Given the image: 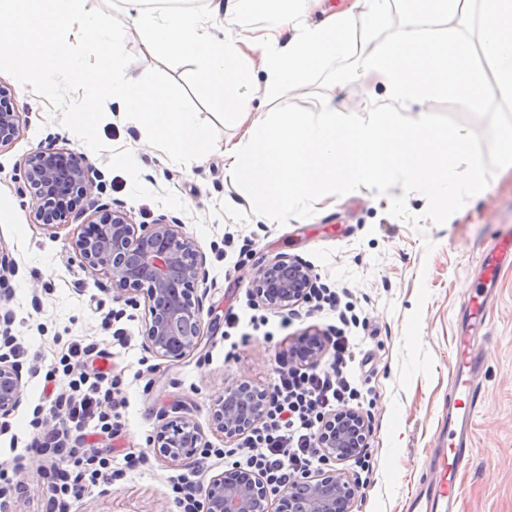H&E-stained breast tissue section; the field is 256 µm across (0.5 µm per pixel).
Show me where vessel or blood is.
Returning a JSON list of instances; mask_svg holds the SVG:
<instances>
[{
    "label": "vessel or blood",
    "instance_id": "obj_1",
    "mask_svg": "<svg viewBox=\"0 0 512 512\" xmlns=\"http://www.w3.org/2000/svg\"><path fill=\"white\" fill-rule=\"evenodd\" d=\"M481 367L482 356L474 349L471 336L459 337L453 396L448 403L450 443L435 452L431 464L435 477L418 485L409 499L408 512H456L457 477L473 443V416L486 399L475 380Z\"/></svg>",
    "mask_w": 512,
    "mask_h": 512
}]
</instances>
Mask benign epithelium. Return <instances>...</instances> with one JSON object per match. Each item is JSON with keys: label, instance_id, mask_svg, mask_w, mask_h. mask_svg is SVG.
<instances>
[{"label": "benign epithelium", "instance_id": "benign-epithelium-1", "mask_svg": "<svg viewBox=\"0 0 512 512\" xmlns=\"http://www.w3.org/2000/svg\"><path fill=\"white\" fill-rule=\"evenodd\" d=\"M12 88L0 83V149L20 137L21 113ZM83 157L63 148H41L25 160L26 188L34 201V223L46 230L74 226L71 244L80 263L108 280L117 298L144 306L143 342L148 352L169 362L193 355L204 338L203 302L195 286L206 281L205 260L183 224L164 219L134 224L121 207L87 202L91 183ZM316 287L307 264L279 256L252 279V304L292 310ZM328 350L326 333L305 331L292 339L288 360L297 367L318 365ZM13 353H0V418L20 405L23 380ZM270 395L248 382L227 388L217 400L211 428L226 440H238L261 420ZM370 437L369 414L356 409L323 419L318 446L327 460L361 455ZM160 458L186 462L210 447L204 431L185 418L163 423L153 437ZM359 483L329 467L298 477L285 489H273L257 473L225 470L203 485L204 512H351Z\"/></svg>", "mask_w": 512, "mask_h": 512}]
</instances>
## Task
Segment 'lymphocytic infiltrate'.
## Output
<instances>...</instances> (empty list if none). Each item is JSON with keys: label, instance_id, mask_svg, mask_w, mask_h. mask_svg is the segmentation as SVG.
<instances>
[{"label": "lymphocytic infiltrate", "instance_id": "obj_1", "mask_svg": "<svg viewBox=\"0 0 512 512\" xmlns=\"http://www.w3.org/2000/svg\"><path fill=\"white\" fill-rule=\"evenodd\" d=\"M333 361L326 368H298L281 363L272 397L264 408L261 422L235 447L224 449L225 457L246 472L261 475L272 487L283 489L306 472L317 470L324 456L317 443L321 421L340 411L353 397L343 369L356 358V345L342 330L331 337ZM115 380L100 374L87 392L66 400L51 410L54 423L38 444H52L60 458L77 454L78 446L68 445L70 431H83L95 418L98 396L103 387H115Z\"/></svg>", "mask_w": 512, "mask_h": 512}]
</instances>
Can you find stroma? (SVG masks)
Listing matches in <instances>:
<instances>
[{
	"instance_id": "35a3bbf8",
	"label": "stroma",
	"mask_w": 512,
	"mask_h": 512,
	"mask_svg": "<svg viewBox=\"0 0 512 512\" xmlns=\"http://www.w3.org/2000/svg\"><path fill=\"white\" fill-rule=\"evenodd\" d=\"M352 41L353 55L316 70L276 106L306 111L329 97L347 111L364 91L383 95L381 75L361 68L379 36L358 31ZM125 48L135 71L155 67L182 86L219 140L240 136L224 105L197 85L193 65L143 56L134 35ZM0 83L13 88L24 119L22 135L0 151V254L14 265L0 270V315L12 318L25 383L18 408L0 418V461L11 459L12 448L26 451L11 474L19 488L7 490V512H178L170 478L185 466L159 459L152 443L163 417L190 418L207 430L212 448L224 447V438L209 427L225 389L243 381L271 388L289 338L326 330L341 311L359 320L350 334L361 340L363 359L350 376L371 420V473L360 484L353 512H406L447 423L455 342L471 299L489 302L479 338L487 398L473 421L471 459L459 475L458 512H512V262L499 267L490 287L481 271L487 254L512 242V168L495 148L497 132L512 123L511 104L491 96L474 113L438 96L424 106L437 124L466 131L481 155L487 191L469 205L443 209L397 186L336 194L328 209L305 205L267 224L248 187L226 176L222 151L188 169L176 165L147 143L144 128L125 118L121 102L107 101L98 127L107 149L83 152L91 166V201L123 206L136 224L180 220L206 257L208 279L197 290L205 338L191 358L172 364L145 350L143 307L115 299L103 276L81 267L70 228L52 234L34 224L22 180L26 158L40 148L75 149L78 139L49 118L47 99L8 74L0 73ZM283 254L311 266L318 285L337 295L336 305L304 303L288 317L253 305V277ZM77 343L94 367L111 369L125 406L116 412L103 404L101 420L83 440L111 449L110 467L118 472L111 487H89L62 507L47 453L30 447L37 434L31 422L48 417L56 395H70L79 377L69 365ZM127 453L143 464L124 474Z\"/></svg>"
}]
</instances>
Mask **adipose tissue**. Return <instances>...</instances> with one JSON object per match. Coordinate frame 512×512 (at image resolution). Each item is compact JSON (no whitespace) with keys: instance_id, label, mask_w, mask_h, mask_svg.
Returning <instances> with one entry per match:
<instances>
[{"instance_id":"obj_1","label":"adipose tissue","mask_w":512,"mask_h":512,"mask_svg":"<svg viewBox=\"0 0 512 512\" xmlns=\"http://www.w3.org/2000/svg\"><path fill=\"white\" fill-rule=\"evenodd\" d=\"M142 36L146 55L184 59L195 68L203 90L235 111L247 127L237 141L224 144L231 179L253 189L260 213L274 219L319 192L354 195L361 190L402 185L446 201L466 204L483 194L481 158L465 134L434 125L427 114L401 123L398 112L445 93L461 107L481 111L488 95L512 102V0H406L410 28L390 30V0H349L326 13L320 23L305 15L322 9L324 0H232L236 15L263 13L271 26L254 36L225 28L187 0H163L148 10L146 0H122ZM480 11L478 40L468 35L473 11ZM446 20L440 37L425 26ZM386 31L379 47L362 61L365 70L381 73L382 98L362 97L359 117L323 101L309 112L251 106V88L270 104L306 84L309 75L348 56L353 31ZM481 48L494 71L493 85L471 63ZM467 164V176L457 172Z\"/></svg>"}]
</instances>
